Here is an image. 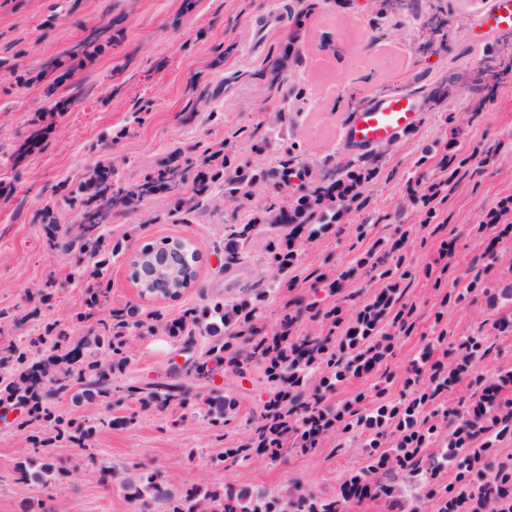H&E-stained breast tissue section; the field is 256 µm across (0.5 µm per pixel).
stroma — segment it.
I'll list each match as a JSON object with an SVG mask.
<instances>
[{
  "label": "stroma",
  "instance_id": "obj_1",
  "mask_svg": "<svg viewBox=\"0 0 512 512\" xmlns=\"http://www.w3.org/2000/svg\"><path fill=\"white\" fill-rule=\"evenodd\" d=\"M483 0H0V150L21 148L42 105L39 84L17 88L15 73H37L48 59L82 39L87 28L111 25L112 46L77 73L88 93L81 104L59 114L40 148L23 154L8 173L9 201L0 200V312L26 305L38 285L56 277L52 311L28 322L0 324V332L26 339L46 320L58 321L71 335L89 326L76 321L82 288L62 282L75 255L50 252L38 213L52 204L61 225L75 223L67 194L84 171L111 159L121 174L137 179L144 169L177 153L199 158L209 144L225 142L237 160L258 169L277 168L283 143H295L302 160L324 170L340 165L351 152L343 138L350 112L384 92L411 91L427 103L419 127L378 150V175L369 184L368 205L349 212L335 230L300 247L297 265L279 271L266 251L270 232L257 226L238 261L223 260L225 228L245 223L250 208L265 206L257 193L249 208L205 210L191 222L167 217L158 200L148 201L133 218L113 217L112 226L129 230L124 254L112 258L103 280L108 308L135 306L141 314L175 318L188 305L215 298L234 304L253 290L270 289L268 323L284 302L319 300L312 276L325 264L346 270L373 241L407 233L406 264L413 275L402 280V300L414 308L415 327L399 337L371 375L337 383L334 404L369 410L402 398L412 362L433 342L435 322L464 336L490 314L512 315V300L489 302L477 294L462 303H444L443 289L425 273L454 245L455 266L469 267L485 243L478 224L506 197H512V33L495 34L476 46L470 39ZM296 54L280 77L269 63L284 45ZM207 88L198 99L194 87ZM149 112L134 123L135 105ZM279 131L280 139L256 151L259 135ZM464 158L456 177L439 161L447 151ZM448 179V196L436 216L424 223L422 205L408 194L419 172ZM367 225L366 239L356 236ZM163 237L187 238L201 252L198 275L176 300L141 297L129 278L128 261L145 243ZM292 279V289L281 288ZM134 357L125 377L139 383L163 376L179 345L164 332L132 337ZM214 387L233 399L223 429L212 428L198 413L141 410L131 400L75 406L56 400V413L87 416L101 426L87 447L52 449L62 475L59 484L17 482L15 465L32 457L27 431L18 429L20 409L0 416V512H24L41 503L58 512H137L122 482L106 487L100 467L124 476L158 474L175 491L224 485L270 493L291 485L324 497L335 496L343 481L363 466L357 446L330 432L308 453L291 451L276 462L262 456L242 463L231 449L250 438L269 389L264 366L246 376L215 378Z\"/></svg>",
  "mask_w": 512,
  "mask_h": 512
}]
</instances>
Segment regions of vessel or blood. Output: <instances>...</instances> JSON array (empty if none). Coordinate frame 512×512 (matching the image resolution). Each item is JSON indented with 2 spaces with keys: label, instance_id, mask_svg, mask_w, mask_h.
<instances>
[{
  "label": "vessel or blood",
  "instance_id": "vessel-or-blood-1",
  "mask_svg": "<svg viewBox=\"0 0 512 512\" xmlns=\"http://www.w3.org/2000/svg\"><path fill=\"white\" fill-rule=\"evenodd\" d=\"M480 23L497 33L511 32L512 0H487ZM421 120L415 94L384 93L371 99L361 110L351 113L344 140L358 151L389 146L405 132L416 129Z\"/></svg>",
  "mask_w": 512,
  "mask_h": 512
}]
</instances>
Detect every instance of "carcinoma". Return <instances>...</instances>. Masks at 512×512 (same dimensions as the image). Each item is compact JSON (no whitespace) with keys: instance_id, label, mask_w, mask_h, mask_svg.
Here are the masks:
<instances>
[{"instance_id":"1","label":"carcinoma","mask_w":512,"mask_h":512,"mask_svg":"<svg viewBox=\"0 0 512 512\" xmlns=\"http://www.w3.org/2000/svg\"><path fill=\"white\" fill-rule=\"evenodd\" d=\"M105 30L92 33L73 44L60 56L44 63L32 77L44 84L42 112L35 119L36 128L24 147L31 150L39 145L47 118L79 104L85 92L80 82L72 81L77 71L88 66L104 47ZM287 158L273 170H257L237 162L224 144L208 147L200 169L194 174L171 155L147 167L142 176L126 182L117 177L112 162L101 161L87 169L80 183L68 196L71 208L76 210L78 233H58L51 206L42 209L45 226V245L50 251L63 250L78 254L79 264L64 274L68 280L86 285V310L75 313L84 321L105 308L108 289L101 281L103 269L111 258L125 249L127 234H117L105 228L114 215L132 218L143 205L160 195L167 202L165 214L175 212L189 219L204 209V203L220 199L242 208L252 198L255 189L264 188L281 194L297 186L299 190L288 196L283 206L271 203L250 213L244 224H232L226 230L224 255L230 258L240 254V247L251 238L255 227L264 224L271 230L289 227L283 236L275 235L268 243L272 263L283 272L298 260L301 228L312 236L340 223L351 209H363L368 204L366 186L378 175V167L369 156L359 155L337 168L340 177L333 179L299 161L295 144L285 149ZM412 200L426 205L438 199L444 184L430 183L419 189L415 182ZM404 247L401 240L392 245H373L358 266L377 272V294L371 303L361 309L354 321L343 320L346 303L356 297L345 292V282L351 271L337 272L328 268L316 275L317 284L324 292L327 305L318 308L315 316L321 325L311 334L299 335L298 328L309 307L285 310L278 324L259 330L263 318V302L269 290L262 289L254 300L240 302L230 308L216 298L203 309L184 308L174 320L163 323L160 317L142 318L134 306L109 311L98 321L100 331L76 340L57 321L44 322L38 336L27 344L0 339V405L23 404L29 407L26 418L17 427L26 429L34 424L48 427L52 435H31L29 441L34 453L41 459L39 466L19 463L15 466L16 480L48 481L55 476L48 448L58 443L85 447L98 431L95 421L86 417L64 418L55 414L53 403L64 396L77 406L84 402L109 400L115 392L137 399L141 407L184 410L188 406L187 378L208 381L219 372L242 376L252 366L268 365L277 356L279 376L271 381L270 401L284 395L278 410L288 413L291 425L284 431L281 447L270 451L260 442L261 428H256L250 442L234 448L231 455L248 460L256 451L264 452L272 461L283 456L286 448L308 452L318 447L325 435L336 428V414L343 416L341 431L347 437L362 438L361 448L368 464L350 475L341 485L340 494L318 497L298 486L285 493H236L232 489L191 488L173 493L156 475H147L135 483L124 482L141 506L148 501L165 504L162 512H347V503L353 497L370 491L390 497L395 487L387 480L397 476L419 473L423 477L419 499L410 512H422L423 505L437 500L438 512H512V456L503 457L493 448V440L512 436V394L499 392L512 385V369L498 368L494 382L488 388L494 391L492 406L480 405L476 400L463 399L451 403L441 401L434 394L435 384L424 377L423 367L415 364L409 370L413 385L397 403L398 413L392 407L381 405L364 414L355 408L341 409L327 402L325 392L333 384L349 378H361L384 351L377 348L375 338L408 335L415 326L413 308L402 304V316H394L390 324H383L393 305L399 302V281L409 274L400 268ZM434 286L445 287L444 301L459 303L474 294L488 292V283L471 270L458 272L447 281L436 280ZM56 299L54 282L46 281L36 291L35 309L50 310ZM176 342L189 348L196 337H205L209 344L184 374L173 373L167 379L146 390L136 383H119L132 356L130 337L154 334L159 329ZM448 342L453 359L448 370L469 367L476 359H493L494 344L488 341L484 329L469 336H454L442 328L436 342ZM106 358H100V352ZM234 402L215 388L197 394L194 409L203 414L216 428L224 427V414L233 409ZM446 455L455 469L453 482L444 484L437 477L435 458Z\"/></svg>"}]
</instances>
